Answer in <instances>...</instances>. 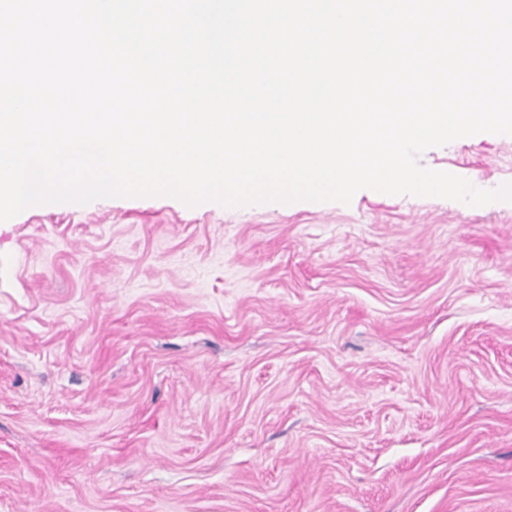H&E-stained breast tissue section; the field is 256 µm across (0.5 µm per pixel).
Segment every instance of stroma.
Returning a JSON list of instances; mask_svg holds the SVG:
<instances>
[{"mask_svg":"<svg viewBox=\"0 0 512 512\" xmlns=\"http://www.w3.org/2000/svg\"><path fill=\"white\" fill-rule=\"evenodd\" d=\"M420 165L512 183V138ZM0 512H512V201L0 222Z\"/></svg>","mask_w":512,"mask_h":512,"instance_id":"1","label":"stroma"}]
</instances>
